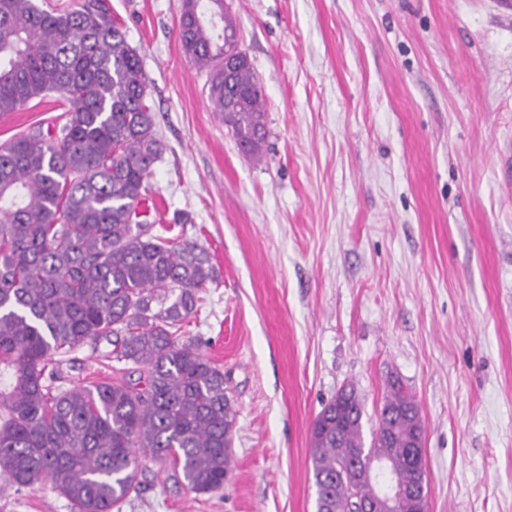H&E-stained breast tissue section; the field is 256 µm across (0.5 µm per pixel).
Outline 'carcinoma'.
Here are the masks:
<instances>
[{"label":"carcinoma","mask_w":512,"mask_h":512,"mask_svg":"<svg viewBox=\"0 0 512 512\" xmlns=\"http://www.w3.org/2000/svg\"><path fill=\"white\" fill-rule=\"evenodd\" d=\"M178 39L240 149L262 157V86L224 0H182ZM47 92L68 104L60 133L0 144V477L49 482L73 512H121L149 455L191 492L218 491L237 412L224 371L180 340L215 269L195 243L153 232L165 145L108 0H0V115ZM103 339L122 377L58 385L66 356ZM363 416L348 386L313 421L317 512H382L379 482L356 470L372 455L407 489L397 512H414L427 494L415 399L390 381L368 446Z\"/></svg>","instance_id":"obj_1"}]
</instances>
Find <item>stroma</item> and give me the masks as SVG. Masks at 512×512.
<instances>
[{"label": "stroma", "instance_id": "stroma-1", "mask_svg": "<svg viewBox=\"0 0 512 512\" xmlns=\"http://www.w3.org/2000/svg\"><path fill=\"white\" fill-rule=\"evenodd\" d=\"M110 3L166 145L149 202L217 273L180 336L237 410L222 490L147 460L121 512H317L313 420L351 385L371 435L392 377L426 425L429 512H512V0H224L263 86L259 161L182 50L181 0ZM65 111L30 100L0 144ZM75 357L66 386L120 376ZM0 512L72 507L0 477Z\"/></svg>", "mask_w": 512, "mask_h": 512}]
</instances>
